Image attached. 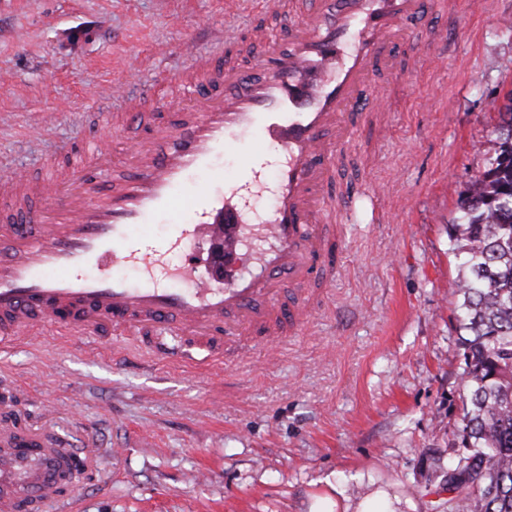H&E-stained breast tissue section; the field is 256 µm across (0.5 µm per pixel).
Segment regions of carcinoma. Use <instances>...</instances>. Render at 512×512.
Here are the masks:
<instances>
[{"label":"carcinoma","instance_id":"obj_1","mask_svg":"<svg viewBox=\"0 0 512 512\" xmlns=\"http://www.w3.org/2000/svg\"><path fill=\"white\" fill-rule=\"evenodd\" d=\"M448 225L458 269L461 413L444 512H512V98Z\"/></svg>","mask_w":512,"mask_h":512}]
</instances>
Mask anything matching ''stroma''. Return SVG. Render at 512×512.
<instances>
[{"instance_id":"35a3bbf8","label":"stroma","mask_w":512,"mask_h":512,"mask_svg":"<svg viewBox=\"0 0 512 512\" xmlns=\"http://www.w3.org/2000/svg\"><path fill=\"white\" fill-rule=\"evenodd\" d=\"M225 2L0 0V161L40 174L89 135L79 115L117 78L131 97L144 83L176 94V57L227 59L252 28L296 18L289 4L267 16L262 0L241 13ZM457 2L435 20L441 57L406 37L405 78L377 93L360 161L385 220L356 202L303 334L210 368L111 334L46 330L0 350V428L95 451L73 512H344L377 491L429 512L406 488L447 461L461 407L448 226L512 90V0Z\"/></svg>"}]
</instances>
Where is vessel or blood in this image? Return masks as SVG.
<instances>
[{
    "label": "vessel or blood",
    "mask_w": 512,
    "mask_h": 512,
    "mask_svg": "<svg viewBox=\"0 0 512 512\" xmlns=\"http://www.w3.org/2000/svg\"><path fill=\"white\" fill-rule=\"evenodd\" d=\"M425 0H311L269 34L247 66L190 54L183 106L155 100L166 120L125 152L112 182L110 105L71 154L64 176L47 172L30 196L26 169L0 164V346L51 326L63 335L109 328L174 362L223 361L242 341L275 344L300 335L324 304L343 251V222L369 195L352 147L373 120L378 84L399 80L398 36L423 17ZM275 148L277 203L255 223L247 198L264 183L256 160ZM239 152L249 173L228 182L215 159ZM207 181H200V174ZM24 216L27 225L10 223ZM167 218L162 243L131 228ZM259 250L245 254L249 239ZM183 252L179 265L166 262ZM135 266L134 286L117 277ZM293 282L288 305L278 285ZM0 436V512H34L52 501L54 451L10 450Z\"/></svg>",
    "instance_id": "1"
}]
</instances>
